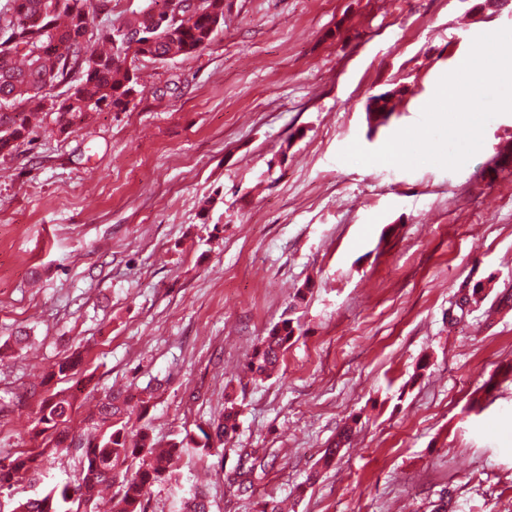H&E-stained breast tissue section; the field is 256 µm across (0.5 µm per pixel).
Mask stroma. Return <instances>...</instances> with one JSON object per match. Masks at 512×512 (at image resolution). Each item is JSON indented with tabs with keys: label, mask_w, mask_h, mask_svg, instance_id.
<instances>
[{
	"label": "stroma",
	"mask_w": 512,
	"mask_h": 512,
	"mask_svg": "<svg viewBox=\"0 0 512 512\" xmlns=\"http://www.w3.org/2000/svg\"><path fill=\"white\" fill-rule=\"evenodd\" d=\"M481 0H224V28L186 57L140 64L144 91L0 154V395L80 351L100 389L161 385L156 440L239 427L204 460L213 512H512V114L460 170L339 160L415 124L474 37L512 28ZM407 91L370 128V95ZM495 292L461 323L468 279ZM303 300H295L297 290ZM277 377L244 365L285 317ZM198 400H191V393ZM27 402L0 420V461L33 448ZM349 445L324 464L346 423ZM263 458L249 491L232 470Z\"/></svg>",
	"instance_id": "stroma-1"
}]
</instances>
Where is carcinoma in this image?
Segmentation results:
<instances>
[{
    "mask_svg": "<svg viewBox=\"0 0 512 512\" xmlns=\"http://www.w3.org/2000/svg\"><path fill=\"white\" fill-rule=\"evenodd\" d=\"M89 0H7L0 8V153L10 152L34 134L32 115L40 123L52 122L50 132L68 133L104 110L127 111L131 89L143 91L132 64L140 58L166 61L189 56L207 47L224 26V0H199L193 13L175 20L169 0H149L137 16L103 34V48L89 50ZM63 88L58 94L52 90ZM393 96L373 98L367 112L370 124L384 123L392 112ZM294 320L284 318L262 337L246 371L253 379L274 373L293 344ZM81 358L72 354L45 373L52 379L76 375ZM94 377L75 380L73 393L39 399L34 437H42L38 453L16 455L0 463V512H94L100 489L116 486L112 512H147L151 488L162 481L181 485L172 461L186 457L201 460L224 445L236 431L240 405L229 394L224 412L198 434H176L159 448L150 423L145 421L151 397L143 393L104 392L81 433L66 427L75 393L83 392ZM140 403L143 424L129 428V403ZM80 459V477L74 483L46 485L31 497L13 494L22 482L40 480L39 458L46 453L69 454ZM180 512H211V502L192 486L181 498Z\"/></svg>",
    "mask_w": 512,
    "mask_h": 512,
    "instance_id": "obj_1",
    "label": "carcinoma"
}]
</instances>
